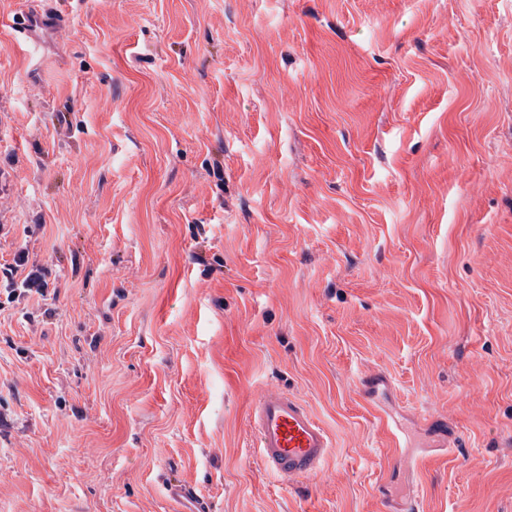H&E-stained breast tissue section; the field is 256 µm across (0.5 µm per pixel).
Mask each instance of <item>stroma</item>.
Returning <instances> with one entry per match:
<instances>
[{
	"instance_id": "35a3bbf8",
	"label": "stroma",
	"mask_w": 512,
	"mask_h": 512,
	"mask_svg": "<svg viewBox=\"0 0 512 512\" xmlns=\"http://www.w3.org/2000/svg\"><path fill=\"white\" fill-rule=\"evenodd\" d=\"M21 250L0 512H512V0H0ZM265 389L317 473L259 461ZM46 19L38 12L29 11L17 17L11 24L12 30L18 42L24 43L35 41L37 38V30L44 26L43 22ZM28 258L25 256L23 251L18 252L15 258V264L11 265L6 272L4 273L6 278V286L4 290L7 292V298H11L13 300L18 299L22 294L26 292H35L39 293L41 296H45L47 289V282L44 280L42 276L41 269H31L23 280L20 282V286L23 289V292L19 288L18 282L15 280V275H17L18 267H23L27 264ZM254 446L266 469L304 477L319 471L330 438L313 414L288 393L263 391L250 411Z\"/></svg>"
}]
</instances>
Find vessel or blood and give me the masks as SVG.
I'll return each mask as SVG.
<instances>
[{
    "label": "vessel or blood",
    "instance_id": "b4317fda",
    "mask_svg": "<svg viewBox=\"0 0 512 512\" xmlns=\"http://www.w3.org/2000/svg\"><path fill=\"white\" fill-rule=\"evenodd\" d=\"M44 19L29 11L11 24L18 42L33 41ZM254 445L266 469L288 477L319 471L331 446L326 430L296 398L283 392L264 391L250 411Z\"/></svg>",
    "mask_w": 512,
    "mask_h": 512
}]
</instances>
